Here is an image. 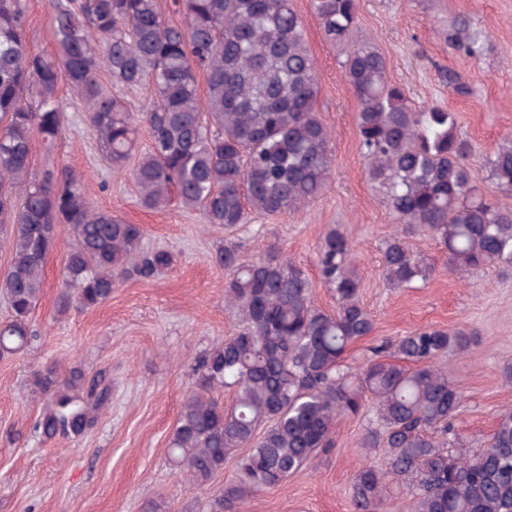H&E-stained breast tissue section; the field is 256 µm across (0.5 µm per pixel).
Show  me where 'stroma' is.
Segmentation results:
<instances>
[{
    "label": "stroma",
    "instance_id": "stroma-1",
    "mask_svg": "<svg viewBox=\"0 0 512 512\" xmlns=\"http://www.w3.org/2000/svg\"><path fill=\"white\" fill-rule=\"evenodd\" d=\"M359 26L387 60L389 81L401 85L413 108L454 112L459 134L472 145L467 164L483 195L512 209V194L488 177L486 160L512 140V0H358ZM305 23L315 60L318 111L331 134L332 173L322 196L277 218L250 215L227 231L204 224L177 207L148 210L134 182L113 173L85 119V104L69 87L59 97L65 126L53 152L32 143V169L66 168L81 176L90 205L140 225L146 247L165 248L175 263L149 280H127L94 308L59 313L63 259L70 239L61 236L44 264L43 292L30 316L38 338L0 357V512H216L226 479L190 487L168 461L169 436L204 354L237 325L224 300L227 273L213 263L217 245L237 242L245 258L266 251L288 257L316 275L317 252L329 229L350 238L361 280L360 301L374 319L371 335L351 343L343 366L359 372L374 346L397 343L423 327L473 333L467 351L443 357L464 408L452 439L484 445L501 412L512 411V274L488 267L450 270L428 234L409 237L411 249L434 271L409 288L388 285L382 250L398 224L379 185L370 180L356 126L357 101L341 56L323 38L310 0H293ZM27 43L55 51L49 0H25ZM482 32L480 54L451 48L448 33L460 25ZM54 366L104 375L110 403L96 427L78 439L43 440L33 426L45 400L33 385L37 371ZM374 415L364 410L336 427L335 444L280 485L246 497L239 512H353L351 480L364 464L383 463L384 452L362 448Z\"/></svg>",
    "mask_w": 512,
    "mask_h": 512
}]
</instances>
